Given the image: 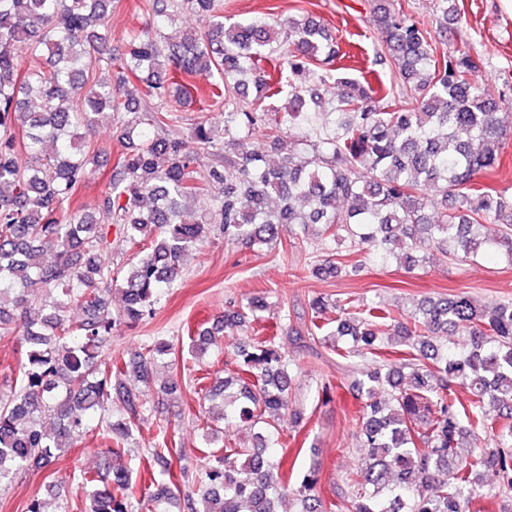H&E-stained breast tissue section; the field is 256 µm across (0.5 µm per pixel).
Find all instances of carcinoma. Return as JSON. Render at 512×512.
Instances as JSON below:
<instances>
[{
	"label": "carcinoma",
	"mask_w": 512,
	"mask_h": 512,
	"mask_svg": "<svg viewBox=\"0 0 512 512\" xmlns=\"http://www.w3.org/2000/svg\"><path fill=\"white\" fill-rule=\"evenodd\" d=\"M158 2L137 0L148 22L128 29L114 53V0H0V337H19L23 353L0 394V484L51 467L56 452L90 434L112 467L79 475L85 512H168L174 501L179 512H281L286 499L290 512H327L319 470L286 473L276 452L284 416L298 422L302 414L290 396L300 364L275 337L226 354L232 376L213 382L195 416L208 448L215 420L226 432H253L254 443L225 441L198 479L183 467L178 482L165 430L138 468L122 462L170 345L151 343L125 361L112 356V333L155 315L211 224L257 249L277 245L285 224L327 246L349 242L348 253L311 267L316 277L357 273L351 257L361 250L407 270L438 256L512 264V199L475 182L500 165L507 126L474 86L471 56L440 52L424 24L402 12L379 8V64L398 68L384 90L381 80L336 76L342 38L307 18L226 24L223 0H167V10ZM188 11L199 29L169 41L163 30ZM17 42L28 45L23 61ZM286 65L292 73L313 66L317 83H336V96L324 101L318 89L291 83ZM115 67L116 82L96 79V70ZM191 77L209 83L204 111L224 110L222 135L238 145L241 134L264 129L278 164L242 151L198 182L194 164L218 143L205 120L185 137L175 129L193 98ZM283 94L287 104L272 109ZM145 96L157 105L139 108ZM106 110L127 152L97 208L77 213V188L96 166V116ZM298 122L305 141L280 136ZM187 203L200 204L193 224L182 220ZM487 223L505 230L483 234ZM112 226L140 249L117 267L106 258ZM114 286L124 298L116 316ZM74 305L82 317L71 315ZM266 307V297L252 296L228 306L221 326H198L188 335L192 359L248 331ZM309 308L293 341L330 351L365 398L352 427L353 445L367 452L344 478L338 512H481L485 470L496 478L491 495L512 503V302L481 307L463 292L443 293L404 317L323 297ZM455 336L468 337L467 346ZM129 366L141 386L122 381ZM145 463L159 471L140 482Z\"/></svg>",
	"instance_id": "cac0c4a2"
}]
</instances>
